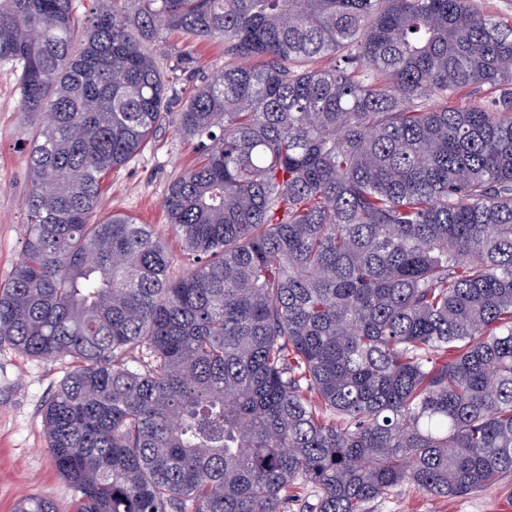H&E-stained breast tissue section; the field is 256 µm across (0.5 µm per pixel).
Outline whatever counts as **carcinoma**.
Returning a JSON list of instances; mask_svg holds the SVG:
<instances>
[{"instance_id":"carcinoma-1","label":"carcinoma","mask_w":512,"mask_h":512,"mask_svg":"<svg viewBox=\"0 0 512 512\" xmlns=\"http://www.w3.org/2000/svg\"><path fill=\"white\" fill-rule=\"evenodd\" d=\"M74 2L0 0L21 110L51 114L0 344L80 362L43 414L71 512H365L511 472L512 26L473 0H130L78 44ZM161 29L227 57L178 112ZM482 85L508 90L448 105ZM166 124L199 148L165 200L178 279L148 225L91 222Z\"/></svg>"}]
</instances>
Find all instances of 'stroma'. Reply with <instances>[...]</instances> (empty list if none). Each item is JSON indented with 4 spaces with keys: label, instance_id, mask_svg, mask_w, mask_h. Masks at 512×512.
I'll return each mask as SVG.
<instances>
[{
    "label": "stroma",
    "instance_id": "obj_1",
    "mask_svg": "<svg viewBox=\"0 0 512 512\" xmlns=\"http://www.w3.org/2000/svg\"><path fill=\"white\" fill-rule=\"evenodd\" d=\"M191 48L198 59L194 72L170 85L171 111L185 105L192 89L224 68V47L214 41L185 45L175 33H160L150 45L160 68H168L178 51ZM36 124L21 112L18 73L0 64V283H6L22 255L26 234L23 203L32 184L24 148ZM194 146L174 127H166L103 183L97 214L123 213L150 225L173 257L172 275L188 265L180 240L168 226L164 199L171 182L190 168ZM71 361L31 358L0 344V512H13L19 500L43 495L60 512H68L71 484L56 470L48 452L42 417L46 404L66 375ZM367 512H512V473L497 483L460 498H438L402 486L385 501L371 503Z\"/></svg>",
    "mask_w": 512,
    "mask_h": 512
}]
</instances>
